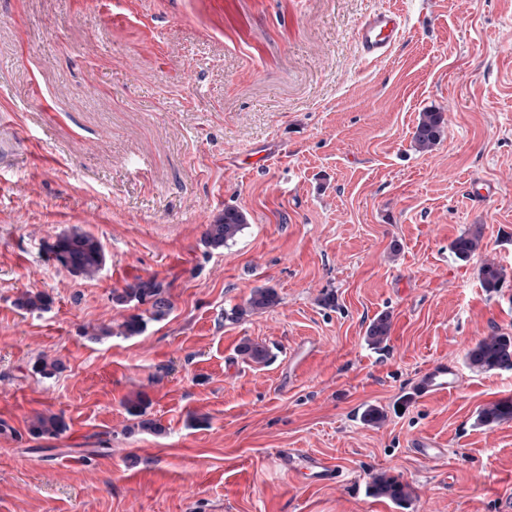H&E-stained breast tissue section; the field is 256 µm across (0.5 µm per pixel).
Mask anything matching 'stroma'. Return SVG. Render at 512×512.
Returning a JSON list of instances; mask_svg holds the SVG:
<instances>
[{
    "label": "stroma",
    "mask_w": 512,
    "mask_h": 512,
    "mask_svg": "<svg viewBox=\"0 0 512 512\" xmlns=\"http://www.w3.org/2000/svg\"><path fill=\"white\" fill-rule=\"evenodd\" d=\"M406 18L389 56L356 41L370 12ZM442 112L432 152L418 118ZM0 512H505L512 370L468 351L512 335V0H0ZM493 182L485 204L470 182ZM247 216L229 246L208 224ZM481 226L463 261L452 242ZM106 263L92 279L48 262L72 228ZM504 269L494 292L484 260ZM172 308L100 342L142 278ZM270 309L229 319L254 289ZM50 299L42 312L15 305ZM380 348L364 336L380 313ZM270 347L244 362L243 340ZM62 372L39 374L37 359ZM460 389L414 391L432 362ZM162 433L141 430L127 399ZM376 406L379 426L361 414ZM63 415L56 436L35 415ZM444 453L425 460L414 441ZM344 472L320 483L287 457ZM385 472L410 488L371 496ZM247 224L245 215L237 209L225 208L224 216L214 224H208L203 235L204 244L211 249H220L233 242ZM512 419V400L501 399L484 406L477 415L480 425L488 426ZM65 421L53 413L37 414L30 423V431L35 435H54L64 431Z\"/></svg>",
    "instance_id": "obj_1"
}]
</instances>
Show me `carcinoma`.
I'll return each instance as SVG.
<instances>
[{
    "label": "carcinoma",
    "mask_w": 512,
    "mask_h": 512,
    "mask_svg": "<svg viewBox=\"0 0 512 512\" xmlns=\"http://www.w3.org/2000/svg\"><path fill=\"white\" fill-rule=\"evenodd\" d=\"M444 118L440 112H423L420 114L414 141L422 152H428L439 142L443 132ZM247 224L245 215L237 209L226 208L224 215L217 218L215 223L207 225L203 235L204 244L211 249H220L234 241ZM482 229L479 226L457 237L451 245L454 254L460 259H467L481 248ZM57 248L61 266L76 276L84 278L95 277L105 265V251L101 242L91 234L74 228L57 237ZM479 276L483 287L496 291L500 287L504 272L493 261H486L480 267ZM112 301L118 305H129L133 302L149 305L141 314L128 316L118 330L102 325L92 329L91 339L99 341L114 334L136 336L141 334L147 323L159 321L166 317L171 309V303L166 297L163 283L154 278H137L127 284L122 290L112 291ZM278 295L272 288L254 290L248 301L247 308H240L233 315L240 317L245 310L260 311L274 306ZM15 305L29 312L45 311L49 308L50 299L42 292L27 291L18 297ZM390 330L389 316L381 315L373 320L366 331V342L375 348L388 338ZM238 353L247 362L265 364L270 359L269 349L259 343L243 342ZM470 368L480 372L512 370V336L504 333H494L484 337L467 354ZM512 419V400L501 399L484 406L477 415L480 425L488 426ZM65 421L53 413H40L30 423V431L35 435H54L64 431ZM370 494L375 497H385L398 505L409 499L408 487L397 478L386 473H379L372 478L369 486Z\"/></svg>",
    "instance_id": "cac0c4a2"
}]
</instances>
